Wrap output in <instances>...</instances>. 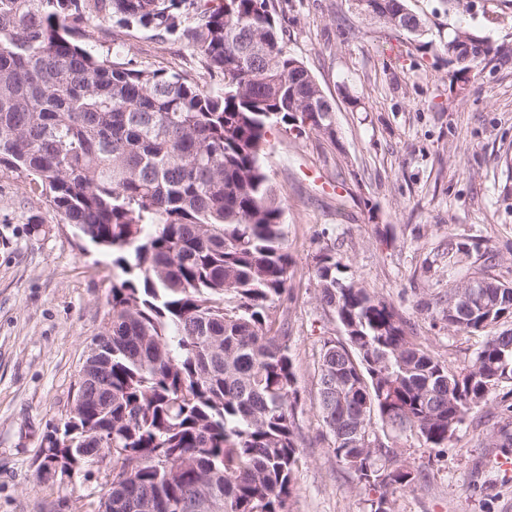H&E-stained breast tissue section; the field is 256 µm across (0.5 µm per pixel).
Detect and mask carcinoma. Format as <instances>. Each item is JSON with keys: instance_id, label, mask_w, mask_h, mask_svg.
Returning <instances> with one entry per match:
<instances>
[{"instance_id": "carcinoma-1", "label": "carcinoma", "mask_w": 512, "mask_h": 512, "mask_svg": "<svg viewBox=\"0 0 512 512\" xmlns=\"http://www.w3.org/2000/svg\"><path fill=\"white\" fill-rule=\"evenodd\" d=\"M384 22L406 0H373ZM152 29L195 56L212 86L139 69L83 45L108 21ZM458 30L440 49L456 80L477 79L491 48L458 61ZM288 53L271 0H0V163L32 176L63 220L112 253L120 270L92 341L102 368L45 437L43 458L71 466L109 456L112 484L97 512H288L301 456L299 390L278 309L290 260L283 206L262 162L269 131L336 143L335 103ZM325 248L317 300L341 335L325 336L315 406L329 449L393 512L410 487L389 434L446 448L471 413L501 409L512 453V284L485 267L475 303L448 327L483 334L457 370L421 345L392 306Z\"/></svg>"}]
</instances>
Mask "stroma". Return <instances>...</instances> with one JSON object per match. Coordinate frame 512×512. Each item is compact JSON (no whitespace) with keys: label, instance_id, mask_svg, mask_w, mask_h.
Listing matches in <instances>:
<instances>
[{"label":"stroma","instance_id":"35a3bbf8","mask_svg":"<svg viewBox=\"0 0 512 512\" xmlns=\"http://www.w3.org/2000/svg\"><path fill=\"white\" fill-rule=\"evenodd\" d=\"M431 49L363 17L350 0H274L291 54L336 102V142L275 127L265 166L284 204L291 259L284 306L302 404L304 438L290 512H369L370 494L319 436L314 369L327 321L313 266L326 247L345 274L390 303L417 341L461 368L479 339L433 318L427 301L447 293L495 254L493 275L512 282V0H408ZM492 48L481 76L460 90L436 45L456 29ZM86 47L121 50L136 66L199 77L173 40L115 22L88 28ZM26 172L0 165V512H95L107 466L87 467L78 487L38 472L42 439L71 407L87 347L107 309L112 256L81 237L32 190ZM466 244L449 257L448 246ZM496 406L470 416L444 452L415 437L392 443L422 470L394 490L395 512H512V467L485 447Z\"/></svg>","mask_w":512,"mask_h":512}]
</instances>
